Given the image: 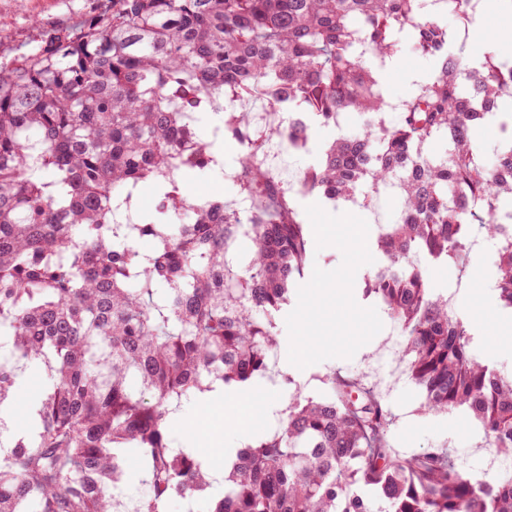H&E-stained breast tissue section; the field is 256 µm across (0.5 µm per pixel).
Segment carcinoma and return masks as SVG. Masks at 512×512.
I'll return each instance as SVG.
<instances>
[{
  "label": "carcinoma",
  "mask_w": 512,
  "mask_h": 512,
  "mask_svg": "<svg viewBox=\"0 0 512 512\" xmlns=\"http://www.w3.org/2000/svg\"><path fill=\"white\" fill-rule=\"evenodd\" d=\"M453 2L474 26V0ZM403 32L436 68L389 129L381 70ZM452 43L424 0H112L0 66V407L15 406L24 364L47 374L36 430L13 435L0 459V512H115L132 452L149 481L135 512L210 488L202 460L172 447L166 416L217 382L247 386L266 372L308 246L267 146L302 149L341 112L365 116L364 128L328 145L302 191L336 202L398 187L399 222L377 237L387 265L368 291L402 326L424 410L470 412L512 458V375L472 356L470 328L412 263L461 260L477 224L499 242L495 291L512 309V211L499 206L512 196V136L490 166L479 139L506 116L512 61L488 53L463 67ZM256 94L296 121L254 129L224 110ZM200 99L222 115L210 138ZM224 137L243 142L244 210L190 200L177 181L206 175ZM143 183L158 201L135 219ZM140 237L151 251L136 249ZM329 384L291 396L277 430L236 450L211 512H372L368 490L377 512H512V475L474 480L442 448L397 458L375 389Z\"/></svg>",
  "instance_id": "carcinoma-1"
}]
</instances>
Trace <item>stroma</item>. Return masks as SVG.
<instances>
[{
    "instance_id": "stroma-1",
    "label": "stroma",
    "mask_w": 512,
    "mask_h": 512,
    "mask_svg": "<svg viewBox=\"0 0 512 512\" xmlns=\"http://www.w3.org/2000/svg\"><path fill=\"white\" fill-rule=\"evenodd\" d=\"M106 4L107 0H0V65L37 49L48 31L76 26ZM410 71L417 73V80H407ZM433 71L431 60L417 54L409 40H402L395 65L384 71L388 126L401 120L399 101L410 96ZM364 122L359 113L346 112L340 117L339 128H314L305 149L283 152L282 166L304 173L317 163L338 131L359 132ZM223 149L224 162L209 171L206 183H199L188 173L179 174L184 195L195 198L204 190L211 196L234 199L231 177L238 168L239 149L231 142ZM296 205L310 227L306 272L292 286L291 302L278 321L277 347L270 359L271 364H284L286 370L266 373L250 385L263 408L256 433L277 428L292 394L323 395L329 373L358 376L376 385L391 411L389 437L399 455L448 448L464 474L478 480L487 478L483 460L497 455L498 450L486 440L478 422L463 410L425 413L421 391L409 377L395 384L390 381L394 354L389 346L404 343L406 337L384 306L368 295L367 288L384 263L374 245L379 233L375 213L398 210V197L377 194L363 205L354 200L332 204L317 195L300 194ZM359 232L369 241L363 252L352 245ZM476 241L466 267L451 262L440 267L423 266L422 272L435 293L452 295L454 312L470 324L474 333L472 354L489 365L512 368V311L498 310L495 293L487 286L497 243L482 235ZM302 329L309 340L304 355L298 357L292 342Z\"/></svg>"
}]
</instances>
